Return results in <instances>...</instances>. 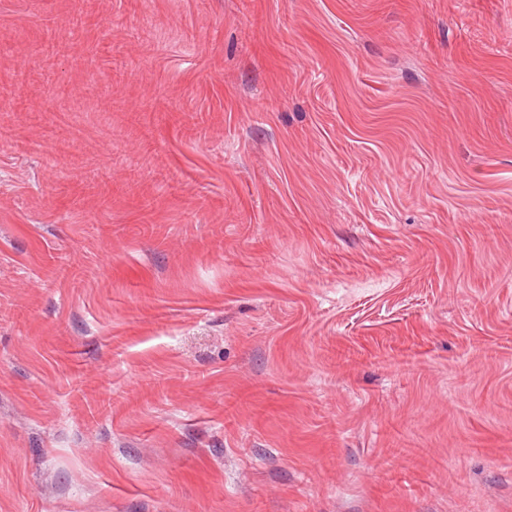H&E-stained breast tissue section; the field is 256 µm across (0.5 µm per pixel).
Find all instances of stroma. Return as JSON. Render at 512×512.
I'll return each mask as SVG.
<instances>
[{"instance_id": "obj_1", "label": "stroma", "mask_w": 512, "mask_h": 512, "mask_svg": "<svg viewBox=\"0 0 512 512\" xmlns=\"http://www.w3.org/2000/svg\"><path fill=\"white\" fill-rule=\"evenodd\" d=\"M0 512H512V0H0Z\"/></svg>"}]
</instances>
